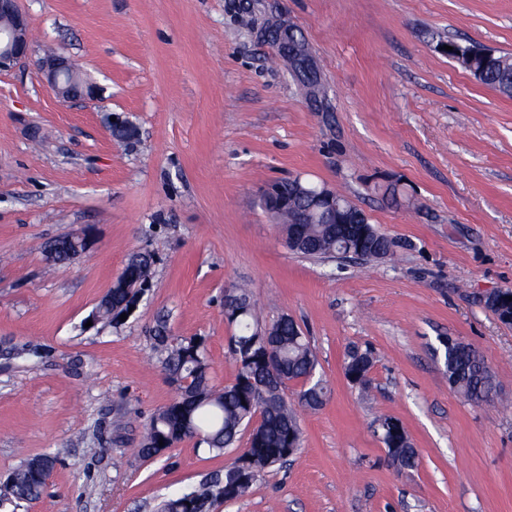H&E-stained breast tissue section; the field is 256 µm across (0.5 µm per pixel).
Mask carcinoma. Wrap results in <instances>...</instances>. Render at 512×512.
Segmentation results:
<instances>
[{"mask_svg":"<svg viewBox=\"0 0 512 512\" xmlns=\"http://www.w3.org/2000/svg\"><path fill=\"white\" fill-rule=\"evenodd\" d=\"M502 64L486 69L482 83L500 94L512 97V57L500 56ZM318 204L310 197L288 199L287 206L274 211L272 219L292 230L299 216L309 213L310 223L301 225L298 253L304 256L352 255L364 260L376 258L371 247L376 242L387 245L385 255L393 253L394 239L380 232L373 224H319L315 219ZM154 260L149 252L133 253L125 264L126 273L133 281L147 287ZM110 300L100 304L97 318L112 324L120 323V316L129 313L133 303L127 288H112ZM240 303L224 308L225 321L236 328L230 337V353L237 367L234 381L216 389L210 383V372L201 338H185L176 342L167 336L166 325L160 324L154 339L166 353L164 365L177 382L180 395L154 413L146 427V436L140 453L145 458L157 456L185 438L197 439L217 456L235 445L243 433H248L246 448L224 472L209 481L190 487L180 494L162 501L159 512H209L214 502L223 498L229 485L238 489L232 495L236 500L245 496L267 468L286 462L290 442L302 443V432L294 410L288 405L285 389L288 383L301 384L298 399L310 409L322 407L328 398V388L321 379L311 380L316 370V356L303 331L294 330V320L276 319L267 324L259 319L251 293L238 290ZM273 341L282 366L281 385L265 397L253 391V381L262 372L261 357L267 341ZM373 364L370 351L355 350L349 354L345 373L356 374L354 383L365 388ZM484 360L466 344L444 346V365L448 383L466 401L479 404L488 401L495 388L494 372H486ZM382 442L394 449L393 460L400 459V449L408 445L406 432L381 431ZM50 454H42L23 462L14 470L11 487L0 497V508L20 501L38 499L44 488L40 469L54 464Z\"/></svg>","mask_w":512,"mask_h":512,"instance_id":"cac0c4a2","label":"carcinoma"}]
</instances>
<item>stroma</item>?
<instances>
[{
  "label": "stroma",
  "instance_id": "1",
  "mask_svg": "<svg viewBox=\"0 0 512 512\" xmlns=\"http://www.w3.org/2000/svg\"><path fill=\"white\" fill-rule=\"evenodd\" d=\"M30 57L0 73V482L57 462L17 512H157L221 471L195 439L145 459L177 395L152 334L204 338L211 381L233 382L224 291L248 285L266 320L309 336L331 394L299 407L302 447L218 512H512V326L485 297L512 289V98L436 49L512 55V0H22ZM287 15L318 70L306 96L257 21ZM64 52L100 89L65 103L38 62ZM115 114L138 131L113 139ZM329 186L398 241L366 263L288 250L255 203L277 180ZM395 187L397 197L385 196ZM84 237L50 261L45 245ZM150 288L118 326L92 322L137 251ZM496 373L492 402L448 383L443 339ZM371 349V387L345 377ZM401 422L402 471L376 428Z\"/></svg>",
  "mask_w": 512,
  "mask_h": 512
}]
</instances>
